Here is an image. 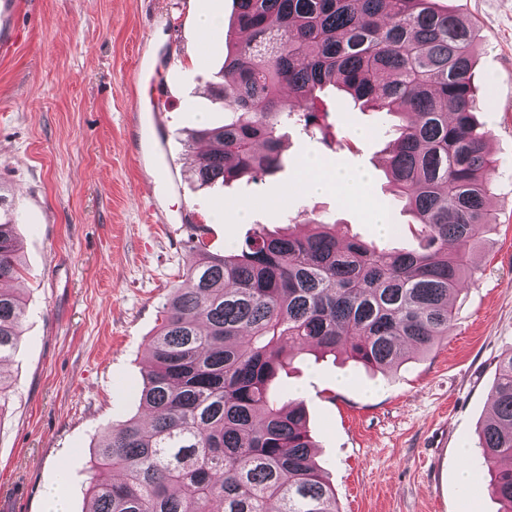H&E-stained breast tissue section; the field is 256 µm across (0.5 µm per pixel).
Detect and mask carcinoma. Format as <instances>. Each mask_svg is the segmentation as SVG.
Returning a JSON list of instances; mask_svg holds the SVG:
<instances>
[{
	"instance_id": "1",
	"label": "carcinoma",
	"mask_w": 512,
	"mask_h": 512,
	"mask_svg": "<svg viewBox=\"0 0 512 512\" xmlns=\"http://www.w3.org/2000/svg\"><path fill=\"white\" fill-rule=\"evenodd\" d=\"M239 38L214 89L230 111L193 138L202 184L256 180L283 166L279 131L319 123L324 87L395 115L387 177L419 227L418 250L341 239L312 219L308 234L256 231L224 253L203 243L172 290L146 347L144 416L95 448L89 512H338L313 461L304 405L272 386L314 348L391 369L454 329L451 298L472 275L471 248L492 224L495 170L477 132L473 26L433 0H235ZM288 87L291 99L281 94ZM0 218V413L4 366L22 336L18 244ZM478 431L488 464L512 458V349L498 360ZM491 493L512 512V468Z\"/></svg>"
}]
</instances>
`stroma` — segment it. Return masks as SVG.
I'll return each instance as SVG.
<instances>
[{"mask_svg": "<svg viewBox=\"0 0 512 512\" xmlns=\"http://www.w3.org/2000/svg\"><path fill=\"white\" fill-rule=\"evenodd\" d=\"M469 19L477 52L473 82L487 100L477 114L497 161L494 222L472 248L476 272L454 301L456 327L425 353L382 372L344 357L296 355L276 390L304 401L316 460L338 512H499L491 473L472 448L488 416L499 356L512 349V0H437ZM222 16L201 33L200 14ZM233 0H18L0 55V194L16 225L23 270L22 336L8 367L0 414V502L10 512H47V492L67 512H86L90 456L112 427L139 413L146 346L172 289L184 286L204 228L223 252L254 231L300 232L322 218L341 238L414 248L383 163L381 114L328 86L317 102L331 137L281 129L283 166L259 181L215 191L197 180L203 151L192 129L224 120L219 81ZM207 35L212 55L199 67ZM154 85L137 82V61ZM367 130L366 138L354 135ZM366 175L368 198L341 203L308 195L301 161ZM154 196L155 221L144 200ZM247 205V222L235 209ZM391 230L380 234L371 210ZM469 484H461V469Z\"/></svg>", "mask_w": 512, "mask_h": 512, "instance_id": "1", "label": "stroma"}]
</instances>
